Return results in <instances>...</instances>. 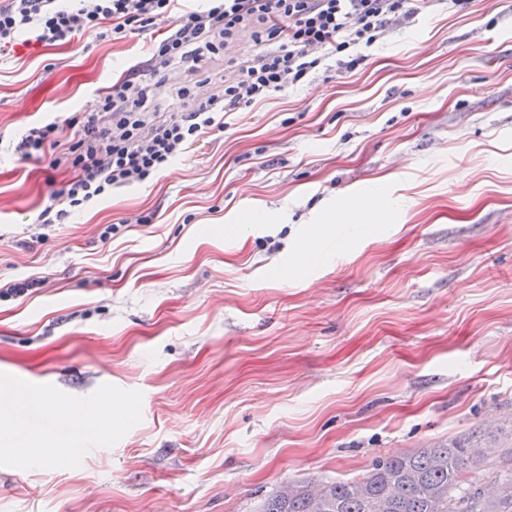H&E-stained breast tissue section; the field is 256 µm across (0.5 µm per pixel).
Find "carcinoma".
Instances as JSON below:
<instances>
[{
	"instance_id": "cac0c4a2",
	"label": "carcinoma",
	"mask_w": 512,
	"mask_h": 512,
	"mask_svg": "<svg viewBox=\"0 0 512 512\" xmlns=\"http://www.w3.org/2000/svg\"><path fill=\"white\" fill-rule=\"evenodd\" d=\"M481 448L431 446L376 460L359 481L284 482L257 512H512V448L482 486L464 478Z\"/></svg>"
}]
</instances>
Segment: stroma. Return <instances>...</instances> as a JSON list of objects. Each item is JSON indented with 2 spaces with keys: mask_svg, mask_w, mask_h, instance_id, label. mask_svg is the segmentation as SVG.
Wrapping results in <instances>:
<instances>
[{
  "mask_svg": "<svg viewBox=\"0 0 512 512\" xmlns=\"http://www.w3.org/2000/svg\"><path fill=\"white\" fill-rule=\"evenodd\" d=\"M417 7L356 70L329 55L45 227L66 174L17 143L92 109L157 32L0 58V285L44 280L0 302V373L143 394L141 422L80 467H0V512H254L285 480L512 448V0ZM368 197L391 223L341 209Z\"/></svg>",
  "mask_w": 512,
  "mask_h": 512,
  "instance_id": "35a3bbf8",
  "label": "stroma"
}]
</instances>
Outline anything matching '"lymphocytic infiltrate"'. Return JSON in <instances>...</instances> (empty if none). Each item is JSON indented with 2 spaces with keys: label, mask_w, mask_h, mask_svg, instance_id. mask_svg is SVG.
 I'll return each mask as SVG.
<instances>
[{
  "label": "lymphocytic infiltrate",
  "mask_w": 512,
  "mask_h": 512,
  "mask_svg": "<svg viewBox=\"0 0 512 512\" xmlns=\"http://www.w3.org/2000/svg\"><path fill=\"white\" fill-rule=\"evenodd\" d=\"M178 0H0V53L18 42L49 47L156 25L165 36L150 58L130 66L121 82L100 96L94 110L73 117L75 141L61 148L60 126L44 121L28 129L16 149L25 157H49L51 167L71 176L40 215L50 224L112 191L157 176L189 153L228 117L277 93L288 92L323 62V50L345 54L341 67L355 70L364 49L394 24L416 12L413 0H207L204 7L177 10ZM251 28L261 51L237 69L224 92L200 98L193 85L176 88L181 111L158 118L150 92L160 71H201L226 50L241 30Z\"/></svg>",
  "instance_id": "obj_1"
}]
</instances>
